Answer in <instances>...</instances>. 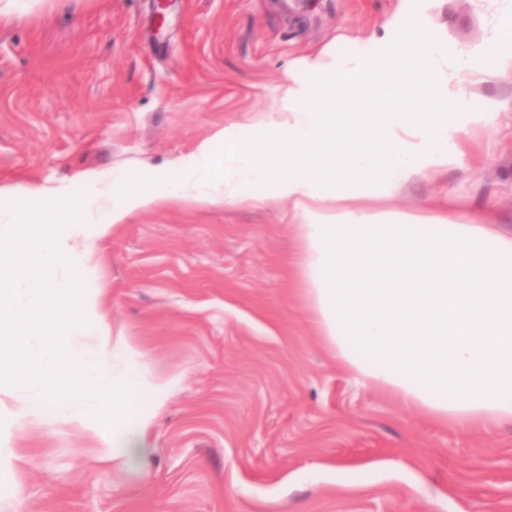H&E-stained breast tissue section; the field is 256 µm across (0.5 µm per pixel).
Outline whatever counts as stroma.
Here are the masks:
<instances>
[{
  "instance_id": "stroma-1",
  "label": "stroma",
  "mask_w": 512,
  "mask_h": 512,
  "mask_svg": "<svg viewBox=\"0 0 512 512\" xmlns=\"http://www.w3.org/2000/svg\"><path fill=\"white\" fill-rule=\"evenodd\" d=\"M422 19L449 56L512 28L504 0H0V211L25 189L85 190L84 173L157 183L233 124L242 139L276 118L300 63L354 54ZM493 122L458 133L459 163L417 175L370 212L479 224L478 246L512 237V71L448 75ZM285 200L175 202L94 239L70 271L114 329L173 382L129 468L96 460L82 425L15 418L0 512H512V422L430 421L373 387L323 344L296 264Z\"/></svg>"
}]
</instances>
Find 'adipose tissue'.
I'll return each instance as SVG.
<instances>
[{
    "mask_svg": "<svg viewBox=\"0 0 512 512\" xmlns=\"http://www.w3.org/2000/svg\"><path fill=\"white\" fill-rule=\"evenodd\" d=\"M508 59L499 43L452 58L405 25L352 56L306 60L309 80H291L281 101L287 120L249 141L226 126L215 135L224 152L201 145L166 190L117 171L90 176L83 195L29 188L20 208L0 213V388L36 389L30 411L86 425L101 463L144 458L167 389L145 380L142 352L81 284L61 287V273L92 253L73 241L86 225L121 224L167 201L260 203L270 185L294 205L299 266L338 363L441 423L512 420V237L486 253L479 225L448 236L355 205L359 187L385 194L457 163V133L493 115L449 97L448 72L492 75ZM417 93L426 110L409 107ZM83 334L93 355L75 343Z\"/></svg>",
    "mask_w": 512,
    "mask_h": 512,
    "instance_id": "ef3b65f1",
    "label": "adipose tissue"
}]
</instances>
